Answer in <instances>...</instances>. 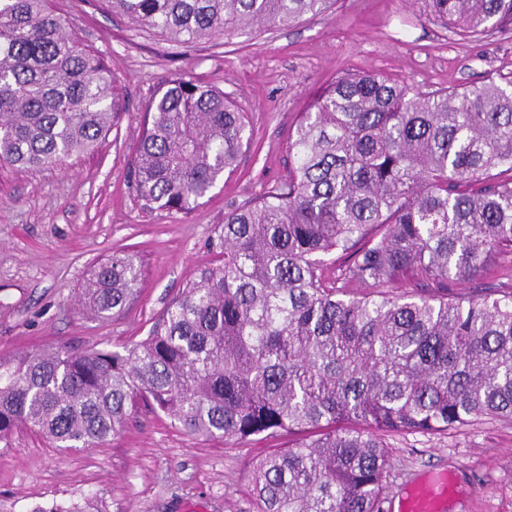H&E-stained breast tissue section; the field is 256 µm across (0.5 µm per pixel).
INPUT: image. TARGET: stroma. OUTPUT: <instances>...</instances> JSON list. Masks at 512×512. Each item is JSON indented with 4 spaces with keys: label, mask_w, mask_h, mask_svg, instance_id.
I'll use <instances>...</instances> for the list:
<instances>
[{
    "label": "stroma",
    "mask_w": 512,
    "mask_h": 512,
    "mask_svg": "<svg viewBox=\"0 0 512 512\" xmlns=\"http://www.w3.org/2000/svg\"><path fill=\"white\" fill-rule=\"evenodd\" d=\"M81 42L101 55L124 107L98 148L39 170L0 167V355L63 345L118 350L146 337L168 303L220 263L213 246L229 209L288 177V141L314 97L347 71H375L436 89L512 80V34L463 38L425 0H337L290 26L188 45L167 41L106 0H49ZM179 73L224 90L248 120L238 168L192 213L144 209L127 167L150 100ZM142 267L137 298L119 315H82L92 267L113 253ZM456 284L459 292L512 291V255ZM289 436L239 444L186 432L135 408L127 425L93 448L63 451L30 430L0 442V512L102 499L109 512H255L250 473ZM385 512L425 478L452 476L444 512H512V422L485 419L445 434L389 436Z\"/></svg>",
    "instance_id": "35a3bbf8"
}]
</instances>
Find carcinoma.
<instances>
[{
  "mask_svg": "<svg viewBox=\"0 0 512 512\" xmlns=\"http://www.w3.org/2000/svg\"><path fill=\"white\" fill-rule=\"evenodd\" d=\"M107 2L178 45L336 4ZM428 7L462 36L512 31V0ZM120 112L103 58L48 0H0V165L90 152ZM249 146L224 90L176 76L152 98L128 171L144 206L187 215ZM288 153V181L225 213L222 265L187 282L144 339L0 355V442L25 427L94 447L142 402L206 438L299 435L257 464L256 512H383L386 437L512 420V293L448 296L512 253V83L422 90L343 74L301 113ZM410 272L418 289L393 294ZM141 276L133 256L112 255L81 288L83 309L119 313ZM31 512L107 510L87 497Z\"/></svg>",
  "mask_w": 512,
  "mask_h": 512,
  "instance_id": "1",
  "label": "carcinoma"
}]
</instances>
